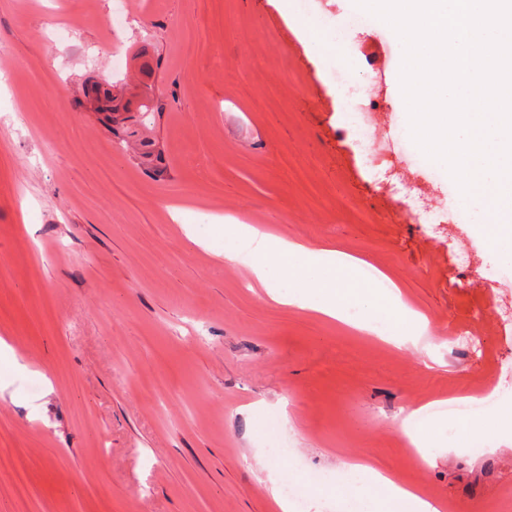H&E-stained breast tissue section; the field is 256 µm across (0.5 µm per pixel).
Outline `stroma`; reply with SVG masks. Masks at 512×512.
Masks as SVG:
<instances>
[{
    "label": "stroma",
    "mask_w": 512,
    "mask_h": 512,
    "mask_svg": "<svg viewBox=\"0 0 512 512\" xmlns=\"http://www.w3.org/2000/svg\"><path fill=\"white\" fill-rule=\"evenodd\" d=\"M0 0V512H273L269 414L289 464L388 473L444 512H512V439L399 446L409 406L512 404V265L454 204L408 140L387 29L350 0ZM342 30L373 106L358 143L327 60L293 19ZM120 65H113V54ZM112 84L121 124L85 97ZM150 142L143 151L142 142ZM241 221L385 272L427 326L395 348L272 302L245 272L189 243ZM479 270L485 286L464 287ZM488 358L470 353L473 341Z\"/></svg>",
    "instance_id": "obj_1"
}]
</instances>
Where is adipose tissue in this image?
<instances>
[{
  "label": "adipose tissue",
  "instance_id": "1",
  "mask_svg": "<svg viewBox=\"0 0 512 512\" xmlns=\"http://www.w3.org/2000/svg\"><path fill=\"white\" fill-rule=\"evenodd\" d=\"M210 234L223 237L222 257L254 278L278 304L347 322L398 345L424 330L422 317L399 293L379 288L377 281L363 276L360 264L335 250L291 242L251 224H215ZM342 478L356 493L344 512H374L372 499L359 493L368 481L388 487L395 512H439L437 504L393 484L372 467L349 466Z\"/></svg>",
  "mask_w": 512,
  "mask_h": 512
}]
</instances>
